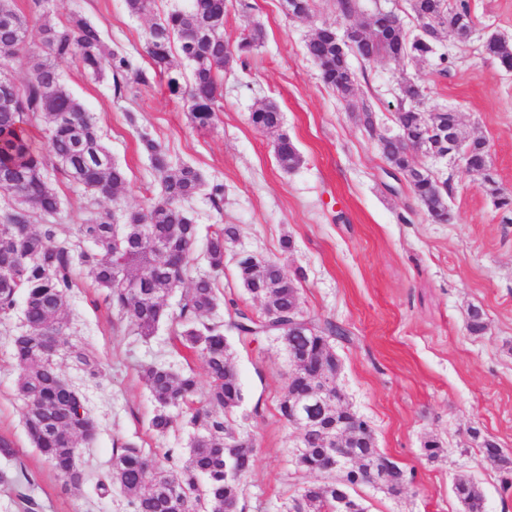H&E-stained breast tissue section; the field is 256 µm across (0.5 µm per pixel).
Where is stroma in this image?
Masks as SVG:
<instances>
[{
    "mask_svg": "<svg viewBox=\"0 0 512 512\" xmlns=\"http://www.w3.org/2000/svg\"><path fill=\"white\" fill-rule=\"evenodd\" d=\"M251 3L244 11L231 0L224 39L235 42L258 25L263 44L249 67L225 70L220 106L205 128L191 122L185 101L171 96L163 82L118 97L111 75L95 78L77 60L59 61L67 89L94 113L113 159L127 171L118 207L146 209L160 189L140 144L141 135H148L173 161L194 165L205 183L224 186L221 207L204 191L188 204L200 227L192 255L196 273L209 270L210 232L220 224L236 225L238 238L227 247L218 279L226 297L261 312V300L241 286L235 264L238 253H255L296 278L308 315L347 329V339L334 345L342 365L337 386L372 426L380 451L415 475L398 497L359 486L369 512H462L454 494L460 477L480 487L487 512H512V491L503 492L501 472L472 437L480 431L512 451V213L495 207L482 176L462 160L420 152L417 162L453 186L451 223H434L407 185L386 175L377 147L378 136L396 126L401 85L414 81L425 90L424 111L453 110L466 138L487 142L497 186L512 194V74L484 51L493 34L512 43V0H470L476 23L471 38H449L440 46L451 60L448 74L430 60L381 59L360 71L361 89L377 117L371 135L323 84L305 53L314 28L336 21V0H312L306 19L285 17L279 0ZM16 7L35 25L81 15L102 27L110 49L149 65L143 41L150 19L131 15L125 0H16ZM267 101L279 107L283 130L302 155L295 170L278 165L272 137L250 122L255 105ZM49 179L62 199L58 234L74 236L90 210L86 194L61 174L50 173ZM76 277L67 320L76 340L103 365L102 377L92 381L72 362L61 363L97 425L94 441L79 453L86 481L66 484L27 435L17 397L19 372L11 359V338L22 330L23 315L14 309L0 320V436L16 451L13 460L0 458V473L9 479L0 485V512H22L21 494L35 501L34 512H129L119 490L104 495L96 488L114 446L131 444L151 454L187 442L178 431L160 437L150 430L155 403L139 370L168 362L192 367L202 380L200 361L175 355L171 321L147 340L127 334L86 273L77 271ZM474 306L487 322L479 336L467 328ZM224 334L243 393L236 418L258 448L241 505L244 512H283L295 493L293 436L278 410L287 355L274 339L242 341L230 328ZM429 439L443 448L438 459L425 455Z\"/></svg>",
    "mask_w": 512,
    "mask_h": 512,
    "instance_id": "obj_1",
    "label": "stroma"
}]
</instances>
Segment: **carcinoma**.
<instances>
[{
  "mask_svg": "<svg viewBox=\"0 0 512 512\" xmlns=\"http://www.w3.org/2000/svg\"><path fill=\"white\" fill-rule=\"evenodd\" d=\"M155 0H125L130 14L154 13ZM311 0H280L281 11L292 18H307ZM228 0H188L156 16L148 27L144 51L153 72L135 64L128 55L110 49L102 28L76 16L66 23L48 21L37 28L14 5L0 0V92L11 94L10 111H0V175L12 177L14 184L3 189L8 201L0 210V316L6 318L17 299L24 303L25 330L13 337L12 357L17 369L18 397L24 406L27 435L51 469L66 483L78 486L84 475H75L79 448L90 444L96 424L82 396L63 376L56 357L70 359L84 375L100 376L101 362L84 348L66 340L69 324L63 316L69 298L77 287L73 277L76 265L104 293L105 302L126 321L127 330L138 336H154L167 319L175 320L176 349L196 357L207 375V387L199 392L194 370H175L165 362L141 367L140 373L157 405L150 428L164 436L174 428L188 435L181 460L166 467L162 461L173 459V450L162 459H149L134 446L113 451L107 477L98 481V489L121 490L131 512H225L239 504L244 483L252 469L257 448L253 435L241 430L235 419L243 395L231 363V346L224 336V324L209 322L206 316L220 300L216 277L192 276V248L198 225L186 208L205 182L202 174L189 164L171 168L166 151L147 135L141 145L152 168L160 175V194L152 199L146 212L101 207L78 225L76 239L61 238L53 219L62 200L48 182V167L82 186L92 196L116 198L127 184L125 169L112 159L94 117L66 88L58 61L76 59L89 74L110 72L115 95L124 88L147 86L152 76L166 78L170 94L187 101L188 112L196 126L212 124L221 98L224 70L235 62L248 66L249 58L263 43V30L254 26L225 53L224 16ZM344 20L361 14V0H337ZM409 8L422 32L410 35L401 19L392 11L378 10L364 26L362 42L355 48L339 46V30L334 24L317 26L305 44L306 55L317 65L325 86L336 91L367 132L373 130L375 114L366 103L356 104L358 78L351 59L366 65L379 59L403 62L438 56L440 73L448 72V54L437 53V45L449 37L448 14L471 12L469 0H409ZM38 41L39 55L27 52V45ZM486 54L500 66L512 70V47L492 35L484 43ZM178 54L190 69L189 78L173 67ZM28 64V74L19 83L14 69ZM403 104L397 109L396 122L410 140L418 139L425 127L426 114L419 108L423 88L407 81L401 88ZM255 129L275 135L273 149L279 166L297 168L301 155L287 134L281 132L282 114L273 102L263 103L250 114ZM42 132L46 151L36 145L34 131ZM385 161L399 173L414 166L415 149L391 141L379 143ZM485 142L471 141L470 166L483 174L497 208L512 212V195L496 187L484 161ZM415 198L437 223L452 219L448 196L449 181L429 175L408 182ZM43 224L33 227L34 215ZM237 237V228L226 224L208 238L206 257L209 267L224 269V253ZM237 276L243 288L261 298L262 312L252 316L236 308L234 300L229 326L243 338L258 336L263 323L288 325V311L300 309L299 289L294 280L281 274L280 264L254 254L236 259ZM177 315L169 313L165 300L184 283ZM302 336H288L289 369L278 409L289 420L288 407L296 404L309 384L298 376V362L307 359L315 369L336 373L333 341L343 339L342 326L315 317L307 318ZM53 341L55 353L42 352L46 340ZM319 424L294 428L305 468L317 472L326 467L325 443L328 426L336 423V404L316 409ZM364 433L359 437L358 460L339 472L327 473L321 483H306L287 505V512H336V493H349L367 483L369 473L382 475L380 489L400 496L411 477L376 446L372 428L358 417ZM483 455L497 463L504 474V489H512V453L497 442L485 438ZM455 494L463 512H486L485 498L473 481L460 477Z\"/></svg>",
  "mask_w": 512,
  "mask_h": 512,
  "instance_id": "1",
  "label": "carcinoma"
}]
</instances>
